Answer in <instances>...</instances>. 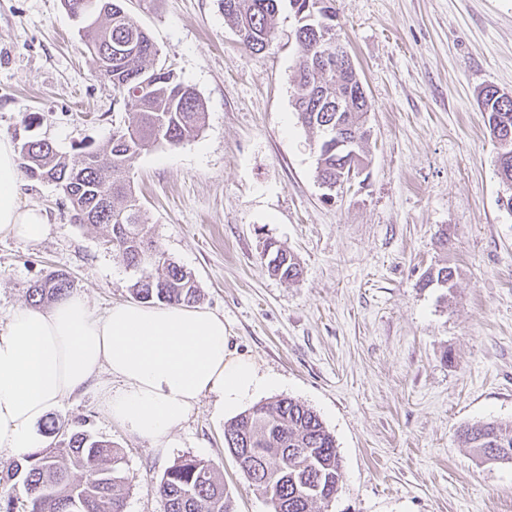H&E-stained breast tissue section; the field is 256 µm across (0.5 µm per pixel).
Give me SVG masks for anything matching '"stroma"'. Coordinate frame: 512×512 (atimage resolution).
I'll use <instances>...</instances> for the list:
<instances>
[{
    "instance_id": "stroma-1",
    "label": "stroma",
    "mask_w": 512,
    "mask_h": 512,
    "mask_svg": "<svg viewBox=\"0 0 512 512\" xmlns=\"http://www.w3.org/2000/svg\"><path fill=\"white\" fill-rule=\"evenodd\" d=\"M371 103L362 175L327 195L317 136L298 122L301 59L288 5L265 51H245L219 0H124L159 58L196 89L208 118L176 147L133 164L134 195L166 258L190 271L200 306L223 316L233 346L335 436L341 489L321 512H512V464L484 461L459 431L512 420V212L478 94H512V0H332ZM97 77L62 0H0V138L44 139L70 159L129 121ZM50 233L0 239V326L30 284L69 273L91 310L132 298L134 279L103 227L77 224L51 182L22 180ZM300 262L271 275L266 241ZM452 267L453 285L421 286ZM100 384L49 419L89 420L122 448L125 512H163L152 487L186 455L211 461L237 512H270L224 446L214 396L155 450L104 415Z\"/></svg>"
}]
</instances>
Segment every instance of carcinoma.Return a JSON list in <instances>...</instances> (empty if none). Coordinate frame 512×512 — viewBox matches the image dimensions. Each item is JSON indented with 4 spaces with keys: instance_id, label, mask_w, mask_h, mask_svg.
Masks as SVG:
<instances>
[{
    "instance_id": "carcinoma-1",
    "label": "carcinoma",
    "mask_w": 512,
    "mask_h": 512,
    "mask_svg": "<svg viewBox=\"0 0 512 512\" xmlns=\"http://www.w3.org/2000/svg\"><path fill=\"white\" fill-rule=\"evenodd\" d=\"M283 0H220L224 21L250 52L267 49L275 39L274 17ZM331 0H288L308 21L296 30L302 61L293 85L298 122L316 131L315 178L336 183L345 175L336 154V127L358 140L355 166L366 165L367 112L354 91L336 76V50L321 41L322 28L336 29ZM97 27L80 32L96 71L112 85L113 99L132 120L112 130L100 147L71 162L45 140L24 142L19 167L37 181L60 186L72 218L104 226L108 242L137 276L132 295L144 303L192 305L199 300L196 281L184 267L164 256L144 210L133 195L129 171L144 152L175 147L199 134L207 107L173 70L156 63L159 49L145 28L112 0V13L98 14ZM489 135L498 146L497 175L512 184V95L488 85L481 91ZM268 270L294 283L301 275L297 258L269 242ZM74 280L51 272L28 288V301L41 306L69 294ZM52 442L10 463L0 474V512H125L123 454L108 440L82 428L56 422L46 426ZM461 436L480 458L512 456V421L486 420L465 426ZM224 444L245 458L240 468L269 501L271 512H314L340 490L342 463L336 440L319 415L290 397L259 402L224 425ZM152 491L163 512H235L233 499L214 466L186 456L168 467Z\"/></svg>"
}]
</instances>
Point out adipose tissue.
Listing matches in <instances>:
<instances>
[{
	"label": "adipose tissue",
	"instance_id": "ef3b65f1",
	"mask_svg": "<svg viewBox=\"0 0 512 512\" xmlns=\"http://www.w3.org/2000/svg\"><path fill=\"white\" fill-rule=\"evenodd\" d=\"M19 173L14 146L0 138V238L36 241L51 226L45 210L21 203ZM104 371L125 384L104 390L105 412L158 450L204 395L232 416L275 384L231 350L223 317L205 308L128 302L97 316L76 294L44 310L19 306L0 327V455L39 447L37 421Z\"/></svg>",
	"mask_w": 512,
	"mask_h": 512
}]
</instances>
